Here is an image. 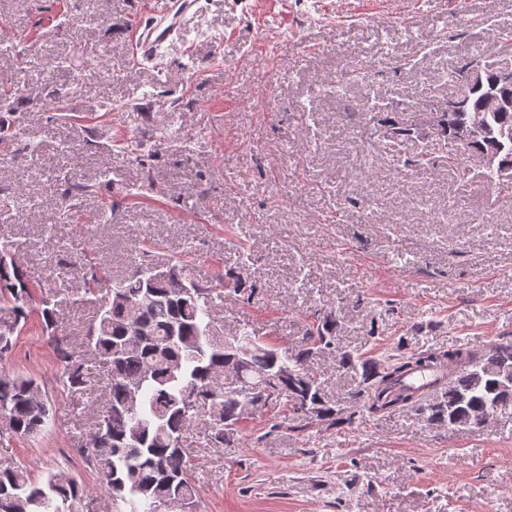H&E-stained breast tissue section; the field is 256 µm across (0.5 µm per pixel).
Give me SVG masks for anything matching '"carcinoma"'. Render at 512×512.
I'll list each match as a JSON object with an SVG mask.
<instances>
[{
    "instance_id": "carcinoma-1",
    "label": "carcinoma",
    "mask_w": 512,
    "mask_h": 512,
    "mask_svg": "<svg viewBox=\"0 0 512 512\" xmlns=\"http://www.w3.org/2000/svg\"><path fill=\"white\" fill-rule=\"evenodd\" d=\"M481 62L471 55L448 73L456 92L433 133L454 143L478 129L479 138L464 149L492 154L496 165L485 170V178L507 186L512 179L502 176L512 173V139L502 132L512 129V108L490 110L488 102L512 98V85H500L487 70L481 86H464L466 71ZM71 98L66 91L55 92L50 111L65 114ZM372 122L381 136L389 134L402 143L419 134L417 126L381 119L377 112ZM115 147L144 168L150 164L151 150L134 137ZM13 251L14 244L0 243V306L11 313V320H0V360L12 352L15 336L32 314L41 318L44 329H56L59 307L52 294L34 296L26 273L8 259ZM80 271L84 296L100 298L83 343L108 368L106 403L81 454L116 512H195L198 462L183 445L194 413L209 418L212 447L223 446L224 436L243 422L239 404L250 391L268 392L263 409L286 399L289 413L308 425L303 408L317 402L320 420H335V409L306 366L314 354L335 350L332 315L314 314L301 345L290 351L245 326L231 339L225 335L214 317V300L230 285L240 291L241 282L231 283L223 274L216 284L203 287L184 277L177 264L155 273L152 264L139 263L116 279L87 263ZM48 341L61 365V386L70 392L87 390L86 361L74 354L69 338L50 333ZM339 366L361 370L365 388L355 398L370 414L416 406L430 424L479 428L512 404V341L481 353L464 346L426 349L378 364L343 353ZM425 370L435 377L424 387L405 383L407 376ZM226 372L237 379L240 390L225 388ZM48 414L47 394L35 379L0 374V441L37 434ZM91 502L88 488L63 471L36 478L25 465L0 468V512H84Z\"/></svg>"
}]
</instances>
